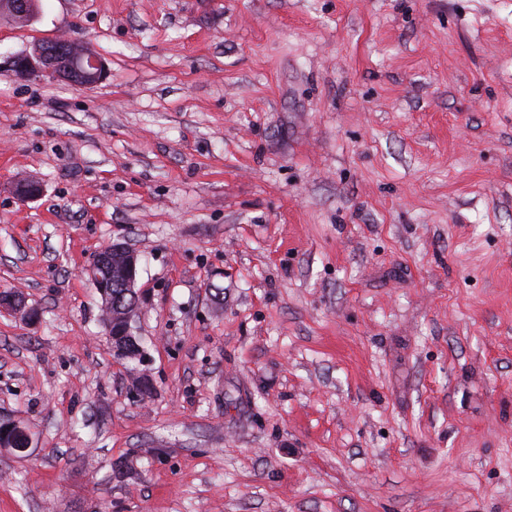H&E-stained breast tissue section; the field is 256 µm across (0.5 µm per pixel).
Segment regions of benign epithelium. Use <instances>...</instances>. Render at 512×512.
I'll use <instances>...</instances> for the list:
<instances>
[{"mask_svg": "<svg viewBox=\"0 0 512 512\" xmlns=\"http://www.w3.org/2000/svg\"><path fill=\"white\" fill-rule=\"evenodd\" d=\"M38 0H4L3 7L18 18L36 13ZM20 78L47 77L65 80L83 87H93L108 76V66L103 57L78 40H37L31 51L23 55L18 66ZM42 192L41 185L29 178L16 180V195L22 201L33 200ZM85 272L93 287L102 294L106 282L101 275V263L95 257L89 260ZM0 309L10 311L23 319H32V308L19 291H1ZM29 428L15 420H0V454L18 455L31 448Z\"/></svg>", "mask_w": 512, "mask_h": 512, "instance_id": "1", "label": "benign epithelium"}]
</instances>
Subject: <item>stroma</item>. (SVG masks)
Listing matches in <instances>:
<instances>
[{
	"mask_svg": "<svg viewBox=\"0 0 512 512\" xmlns=\"http://www.w3.org/2000/svg\"><path fill=\"white\" fill-rule=\"evenodd\" d=\"M62 34L110 77L13 76ZM112 243L140 363L84 272ZM12 289L38 317L0 312V418L32 446L0 512H512V0L0 17ZM109 327H110V330L109 328L107 330H109V334L110 336H112V331H113V335H116V334H119V333H124V336H113V337H116V344H119V342H123V345L124 347L126 348L127 350V353H128V357H139V360L143 359V349H142V346L140 344V340H139V337L136 336V334L134 333V326L131 328H133V330L130 328V332L127 333L126 332V329H122L123 327H125V324L123 323V321H118L116 323H114L113 327H112V318L109 320Z\"/></svg>",
	"mask_w": 512,
	"mask_h": 512,
	"instance_id": "stroma-1",
	"label": "stroma"
}]
</instances>
